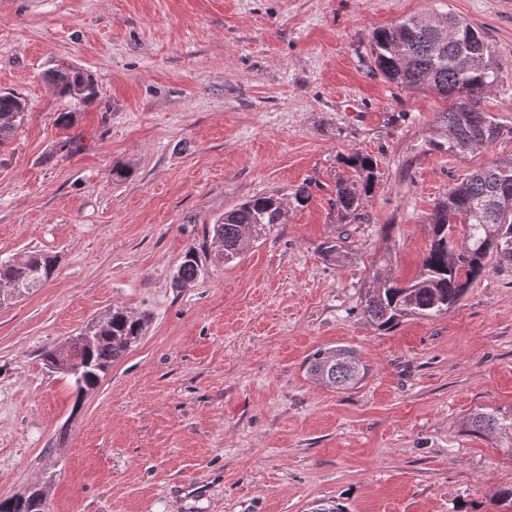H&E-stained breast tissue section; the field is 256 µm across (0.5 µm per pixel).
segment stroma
<instances>
[{
    "instance_id": "1",
    "label": "stroma",
    "mask_w": 512,
    "mask_h": 512,
    "mask_svg": "<svg viewBox=\"0 0 512 512\" xmlns=\"http://www.w3.org/2000/svg\"><path fill=\"white\" fill-rule=\"evenodd\" d=\"M439 12L480 31L499 69L481 106L501 133L461 155L447 102L390 83L371 55L374 30ZM66 68L92 77V104L54 93ZM5 92L26 108L0 145V261L57 267L0 306V497L35 485L49 512H309L327 498L501 512L512 443L463 421L512 409V264L386 332L361 301L379 268L418 273L455 179L512 162V0H0ZM355 153L375 180L343 220ZM261 194L286 201L282 223L177 287L210 225ZM333 237L348 261L320 254ZM115 306L146 333L77 395L42 353ZM337 344L366 368L345 390L304 366Z\"/></svg>"
}]
</instances>
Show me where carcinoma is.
I'll return each mask as SVG.
<instances>
[{
	"instance_id": "carcinoma-1",
	"label": "carcinoma",
	"mask_w": 512,
	"mask_h": 512,
	"mask_svg": "<svg viewBox=\"0 0 512 512\" xmlns=\"http://www.w3.org/2000/svg\"><path fill=\"white\" fill-rule=\"evenodd\" d=\"M371 54L376 70L388 81L451 100V107L443 112L448 152L465 154L498 139L500 126L481 107L484 95L498 80V71L491 47L471 24L449 13L412 16L375 30ZM52 84L57 94L83 104L96 96L92 79L72 68L54 70ZM23 110L20 97L0 94V144L10 138ZM349 163L358 172L361 186L336 185V205L344 219L358 210L375 171L372 158L360 153L349 157ZM283 217L284 203L273 195L254 196L225 212L212 227V241L224 246L215 251L214 259L227 263L239 258ZM456 222L464 227L459 241L448 236ZM427 230L430 246L412 280L401 282L377 272L365 287L362 312L380 331L394 328L408 316L430 318L450 311L468 286L486 273L488 256L512 263V163L492 162L457 179L434 207ZM319 252L331 260L347 257L334 238L320 243ZM54 271L55 258L35 254L9 265L0 263V281L15 285L12 299L16 300L45 284ZM202 271L199 257L189 252L178 268L177 283L190 287ZM145 327V318L120 308L87 324L80 335L90 341L77 343L75 349L77 394L95 389L112 364L144 336ZM305 368L314 380L338 389L355 386L365 375L355 352L345 345L317 349L306 358ZM466 426L476 434H512V412L478 410L467 418ZM0 512H47L43 491L33 488L1 497Z\"/></svg>"
}]
</instances>
